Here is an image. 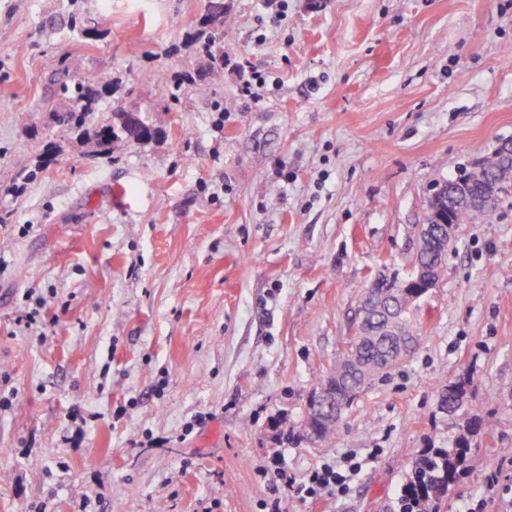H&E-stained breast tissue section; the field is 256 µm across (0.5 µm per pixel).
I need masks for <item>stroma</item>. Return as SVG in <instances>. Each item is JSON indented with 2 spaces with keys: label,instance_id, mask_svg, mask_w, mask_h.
Returning a JSON list of instances; mask_svg holds the SVG:
<instances>
[{
  "label": "stroma",
  "instance_id": "35a3bbf8",
  "mask_svg": "<svg viewBox=\"0 0 512 512\" xmlns=\"http://www.w3.org/2000/svg\"><path fill=\"white\" fill-rule=\"evenodd\" d=\"M207 4L0 0V512H261L275 452L300 483L364 460L346 495L282 512H397L459 433L437 401L461 377L485 428L438 512H512L510 206L459 227L415 350L336 440L302 431L368 280L410 273L433 185L512 139V0H288L278 23L224 0L221 31ZM209 46L260 101L225 74L196 92ZM106 75L98 117L157 135L94 156L50 108ZM229 73L235 77L239 86V93L244 99L259 101L261 91L266 85L265 78L248 65L243 63L230 64Z\"/></svg>",
  "mask_w": 512,
  "mask_h": 512
}]
</instances>
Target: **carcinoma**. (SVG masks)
<instances>
[{
  "label": "carcinoma",
  "mask_w": 512,
  "mask_h": 512,
  "mask_svg": "<svg viewBox=\"0 0 512 512\" xmlns=\"http://www.w3.org/2000/svg\"><path fill=\"white\" fill-rule=\"evenodd\" d=\"M101 91L86 89L80 85L74 87L69 99L68 111L62 121L70 128H76L80 138L99 154H110L112 148L123 141H137V126L143 120L135 112H117L109 120L87 125V119L93 116ZM512 145V140L501 143L491 153L476 159L477 168L467 165L458 167L454 177L446 180L448 192L454 194L465 182L468 189L476 192L486 179H495L501 183L496 206L512 200V177L504 162V152ZM433 213L428 221L439 230L446 224H469L472 216L469 209L458 207L448 210L444 204L435 200L431 202ZM366 289L374 290L380 300L389 305L395 301L400 304L396 320L387 324L371 320L363 326L362 335L347 342V349L336 360L334 370L321 380V388L333 397L332 406L338 408L336 416L326 412V399L322 392H313L309 398L304 430L312 440L332 441L338 435V425L345 411L352 405L359 390L368 378L349 373L352 346H357L360 353L373 359L384 355L389 348L408 350L414 347L417 334L411 324L408 306L400 303L402 280L381 278L376 283H368ZM442 410L456 413L464 418L463 433L450 448H429L414 463L411 475L401 489L400 502L402 512H434L436 503L448 494V490L468 470L471 444L468 434L481 425L476 417L470 415L468 403V380L460 378L448 383L439 396Z\"/></svg>",
  "instance_id": "cac0c4a2"
}]
</instances>
